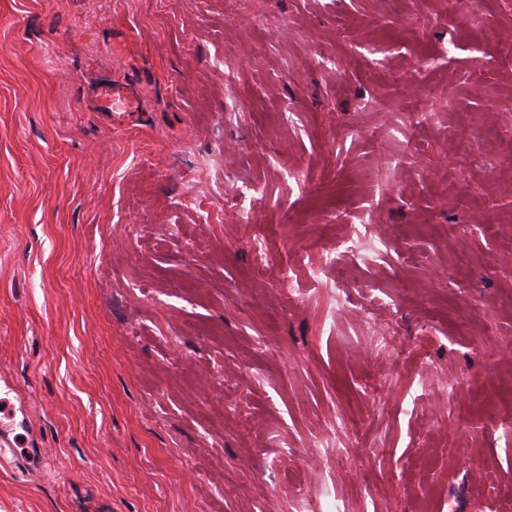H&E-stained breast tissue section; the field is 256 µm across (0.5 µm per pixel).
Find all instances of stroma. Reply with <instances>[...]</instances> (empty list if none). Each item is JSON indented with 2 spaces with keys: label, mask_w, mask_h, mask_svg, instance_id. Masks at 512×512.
I'll return each instance as SVG.
<instances>
[{
  "label": "stroma",
  "mask_w": 512,
  "mask_h": 512,
  "mask_svg": "<svg viewBox=\"0 0 512 512\" xmlns=\"http://www.w3.org/2000/svg\"><path fill=\"white\" fill-rule=\"evenodd\" d=\"M509 34L512 0H0V382L44 450L0 512H512Z\"/></svg>",
  "instance_id": "obj_1"
}]
</instances>
